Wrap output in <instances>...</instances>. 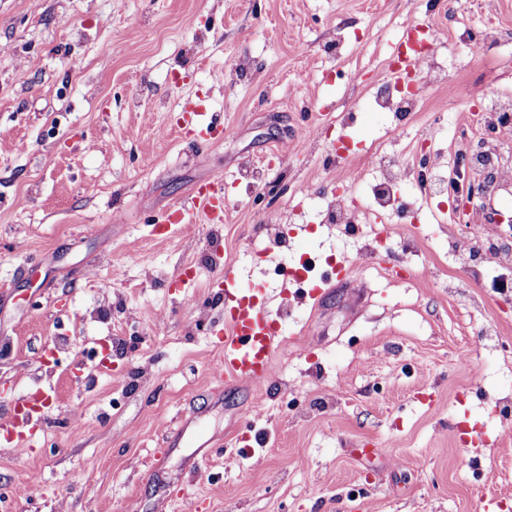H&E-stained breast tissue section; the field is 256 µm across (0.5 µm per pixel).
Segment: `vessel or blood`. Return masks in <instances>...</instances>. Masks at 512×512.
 Instances as JSON below:
<instances>
[{"label":"vessel or blood","mask_w":512,"mask_h":512,"mask_svg":"<svg viewBox=\"0 0 512 512\" xmlns=\"http://www.w3.org/2000/svg\"><path fill=\"white\" fill-rule=\"evenodd\" d=\"M180 134L199 146L222 137L224 124L203 119L199 103L189 99L182 106ZM166 221L170 224L223 223L221 179L196 188L191 197L175 206ZM281 335L282 329L260 289L226 292L224 356L214 367V375L230 384L265 386L272 376L273 355ZM14 403L18 413L14 420L1 423L0 431L10 436L13 447L20 449L28 446L40 431L49 397L39 392L19 395Z\"/></svg>","instance_id":"vessel-or-blood-1"}]
</instances>
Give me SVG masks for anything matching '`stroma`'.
I'll return each instance as SVG.
<instances>
[{
    "label": "stroma",
    "instance_id": "obj_1",
    "mask_svg": "<svg viewBox=\"0 0 512 512\" xmlns=\"http://www.w3.org/2000/svg\"><path fill=\"white\" fill-rule=\"evenodd\" d=\"M437 2L0 0V387L50 397L31 449L0 442L12 512H512V356L492 347L512 342V265L469 231L503 242L512 187L489 195L471 169L479 199L440 225L454 194L396 186L409 214L384 213L393 239L374 257L326 220L348 168L372 184L371 148L412 167L442 107L454 171L484 131L474 108L512 94V0H465L442 88L405 120L371 111L389 42L439 28ZM189 97L223 114L222 140L180 138ZM218 176L223 224L159 233ZM270 210L290 243L277 275L257 256ZM339 250L351 273L285 289V269ZM216 253L286 327L268 387L213 373ZM204 296L199 327L186 302ZM256 431L266 445L240 454Z\"/></svg>",
    "mask_w": 512,
    "mask_h": 512
}]
</instances>
